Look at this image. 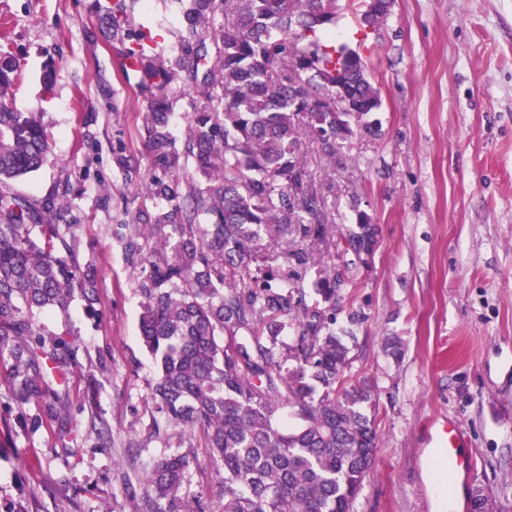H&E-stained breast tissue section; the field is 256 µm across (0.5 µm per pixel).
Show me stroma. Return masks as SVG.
Instances as JSON below:
<instances>
[{
  "label": "stroma",
  "mask_w": 512,
  "mask_h": 512,
  "mask_svg": "<svg viewBox=\"0 0 512 512\" xmlns=\"http://www.w3.org/2000/svg\"><path fill=\"white\" fill-rule=\"evenodd\" d=\"M104 0H0V52L17 63L12 106L37 116L47 163L14 192L55 205L71 253L95 280L94 301L41 317L46 339L76 349L61 416L32 429L0 379V512H141L129 485L164 456L193 452L181 497L220 501L224 473L174 429L156 431V364L139 333L145 274L125 243L149 224L155 175L142 123V73ZM126 29L175 65L189 38L174 0H120ZM366 54L381 89L375 137H354L308 167L338 230L366 212L379 228L369 263L349 264L337 327L352 328L350 373L377 391L374 472L353 512H447L435 499L426 426L465 431L474 484L512 504V0H394ZM169 97L178 191L203 190L185 153L200 105L185 72ZM364 319L352 325L351 311ZM397 338L400 356L383 346ZM38 469H30V461Z\"/></svg>",
  "instance_id": "stroma-1"
}]
</instances>
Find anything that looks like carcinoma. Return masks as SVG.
Listing matches in <instances>:
<instances>
[{"label": "carcinoma", "instance_id": "cac0c4a2", "mask_svg": "<svg viewBox=\"0 0 512 512\" xmlns=\"http://www.w3.org/2000/svg\"><path fill=\"white\" fill-rule=\"evenodd\" d=\"M178 2L196 36L178 67L204 100L191 113L185 151L207 186L181 197L177 177H153L145 195L154 222L127 242L149 267L139 291L142 341L159 365L151 399L223 469L218 512H352L376 455L375 387L345 376L351 348L336 315L346 268L314 252L339 250L365 264L378 228L360 213L356 228L336 233L302 144L336 163L351 138L375 133L367 116L382 106L380 89L362 54L336 43L337 0ZM15 70L0 57V377L20 408H39L30 418L39 428L58 417L47 395L49 385H66L71 347L63 339L46 346L35 317L66 311L94 284L57 246L52 206L10 191L51 152L34 114L6 101ZM140 70L159 89L173 80L144 54ZM144 129L155 165L170 168L166 94L150 93ZM267 242L282 267L259 279L250 267ZM190 464L189 454L172 453L142 478L147 512H205L200 499L178 496ZM469 512L504 507L477 487Z\"/></svg>", "mask_w": 512, "mask_h": 512}]
</instances>
